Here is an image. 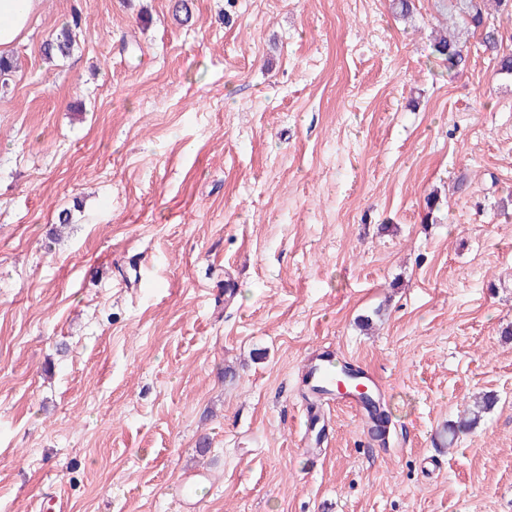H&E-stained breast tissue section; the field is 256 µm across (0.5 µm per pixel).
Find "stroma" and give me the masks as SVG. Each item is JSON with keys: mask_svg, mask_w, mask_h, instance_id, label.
<instances>
[{"mask_svg": "<svg viewBox=\"0 0 512 512\" xmlns=\"http://www.w3.org/2000/svg\"><path fill=\"white\" fill-rule=\"evenodd\" d=\"M179 1L41 0L9 51L0 512H178L188 470L197 512H512V78L432 54L448 0ZM325 350L385 440L308 399ZM75 42V34L70 25H64L58 33L44 43L43 53L47 58L67 55Z\"/></svg>", "mask_w": 512, "mask_h": 512, "instance_id": "obj_1", "label": "stroma"}]
</instances>
